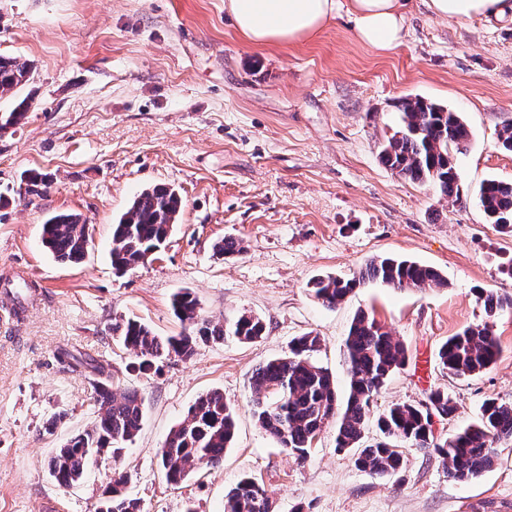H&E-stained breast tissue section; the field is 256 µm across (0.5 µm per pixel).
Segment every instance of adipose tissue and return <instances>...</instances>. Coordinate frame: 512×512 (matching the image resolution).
<instances>
[{"instance_id": "adipose-tissue-1", "label": "adipose tissue", "mask_w": 512, "mask_h": 512, "mask_svg": "<svg viewBox=\"0 0 512 512\" xmlns=\"http://www.w3.org/2000/svg\"><path fill=\"white\" fill-rule=\"evenodd\" d=\"M434 15L464 20L505 15L507 0H423ZM224 9L244 40L254 46L292 44L318 35L337 17L347 16L357 38L387 52L404 37V0H224Z\"/></svg>"}]
</instances>
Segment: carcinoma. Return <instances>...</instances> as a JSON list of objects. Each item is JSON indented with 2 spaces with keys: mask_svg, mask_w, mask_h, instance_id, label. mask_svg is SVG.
Listing matches in <instances>:
<instances>
[{
  "mask_svg": "<svg viewBox=\"0 0 512 512\" xmlns=\"http://www.w3.org/2000/svg\"><path fill=\"white\" fill-rule=\"evenodd\" d=\"M31 67L17 56L0 54V93L29 80ZM400 127L381 146V159L399 177L431 185L445 197L460 195L455 155L467 151L471 132L460 113L423 98H410L397 106ZM29 102L21 100L11 111L0 113V132L21 124ZM477 204L489 224L512 233V183L488 179L481 183ZM182 211V197L174 189L156 185L142 190L130 207L112 225V268L125 273L149 261L151 248L167 239ZM42 244L58 261L79 264L92 241L90 225L76 213H57L42 224ZM216 253L231 258L244 252L242 243L226 238L215 244ZM369 281L399 289L443 287L446 279L428 265L395 256L371 259L358 276L344 279L321 275L311 282L315 297L332 308L350 292ZM488 316L512 310V296L482 292ZM172 309L184 324L178 336H160L138 319L112 322L109 331L133 355L132 371L148 377L160 363L174 356L187 360L201 343L234 336L246 343L262 338L264 321L242 313L225 325L200 314L189 291L173 296ZM320 338L307 333L296 339L285 357L258 364L249 377L252 414L257 423L281 447L299 459L309 453L312 442L329 422L336 423V448L354 451L356 466L378 477L402 480L405 461L398 448L408 443L432 449L448 468V477L469 483L494 462L496 445L512 439V405L486 401L477 421L434 442L432 416H448L455 405L448 394L435 391L424 406L396 403L377 418L381 438L363 444L374 398L394 372L407 360L406 346L386 331L375 318L360 313L350 325L346 340L349 383L339 400L333 376L313 360ZM500 354L496 336L488 324L469 326L448 338L437 360L455 376H473L491 368ZM58 361L73 372L88 374L90 401L95 418L86 429L72 435L48 460L51 476L59 485L73 486L84 477L93 457L115 458L132 442L143 418L142 398L135 389L114 390L112 365L88 354L66 349ZM236 427L234 407L220 391L200 395L187 415L170 431L159 450L167 482L177 485L205 463L218 467L230 447ZM129 477L116 472L102 493L98 512H140V502L126 492ZM224 512H271L264 489L252 478H244L224 496Z\"/></svg>",
  "mask_w": 512,
  "mask_h": 512,
  "instance_id": "cac0c4a2",
  "label": "carcinoma"
}]
</instances>
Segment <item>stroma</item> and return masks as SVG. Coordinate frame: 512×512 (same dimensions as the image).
I'll use <instances>...</instances> for the list:
<instances>
[{"label":"stroma","mask_w":512,"mask_h":512,"mask_svg":"<svg viewBox=\"0 0 512 512\" xmlns=\"http://www.w3.org/2000/svg\"><path fill=\"white\" fill-rule=\"evenodd\" d=\"M0 54L31 65L25 85L0 94V113L31 101L25 123L0 135V192L16 197L0 209V512H96L116 470L142 512H224L225 493L245 476L272 512H512V442L467 484L449 479L435 453L405 444L403 481H385L337 450L331 423L306 458L288 454L256 423L248 387L258 363L311 333L321 339L316 361L346 395L345 338L365 312L408 350L372 414L443 391L456 410L434 420L442 440L485 400L512 404V312L487 318L477 297L512 296V233L487 224L472 199L485 179L512 183V153L497 139L512 123L511 20L442 19L408 0L402 44L380 53L345 17L309 40L248 45L224 0H0ZM404 97L462 113L472 141L458 158L459 199L382 163ZM30 172L49 175L41 194L21 193ZM154 185L179 191V222L152 260L116 274L112 226ZM56 212L92 228L81 264L58 262L41 244ZM223 238L242 241L244 253L216 256ZM386 255L434 266L447 284L369 282L333 308L308 288L315 275L351 277ZM182 289L204 317H261L263 338L208 343L137 377L112 322L136 317L158 335L179 334L171 299ZM484 322L501 346L497 362L475 376L443 373L440 345ZM62 348L108 360L116 385L143 398L141 429L122 457L90 464L71 487L50 477L47 461L94 414L87 379L56 358ZM213 389L237 413L224 462L167 484L158 451ZM61 410L64 424L43 434Z\"/></svg>","instance_id":"35a3bbf8"}]
</instances>
